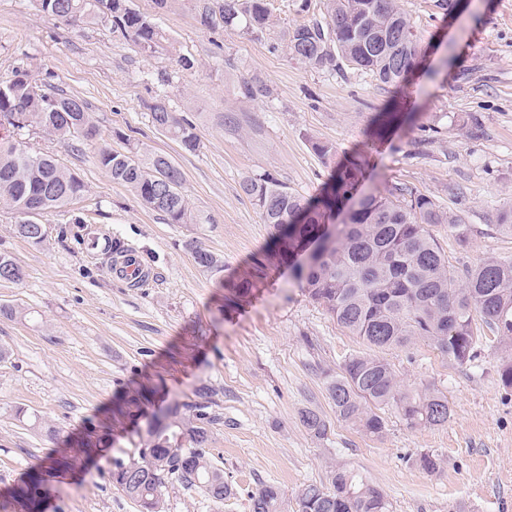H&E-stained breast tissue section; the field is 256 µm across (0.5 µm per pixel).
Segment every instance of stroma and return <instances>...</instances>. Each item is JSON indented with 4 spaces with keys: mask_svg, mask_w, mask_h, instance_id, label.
I'll list each match as a JSON object with an SVG mask.
<instances>
[{
    "mask_svg": "<svg viewBox=\"0 0 512 512\" xmlns=\"http://www.w3.org/2000/svg\"><path fill=\"white\" fill-rule=\"evenodd\" d=\"M165 32L169 47L145 53L89 23L75 28L43 13L37 0H0V82L17 68L86 101L97 134L59 139L31 129L30 152H50L86 183L83 198L44 215L47 237H19L17 215L0 207V251L23 266L22 282L0 280V304L35 320L0 317V512H20L12 494L31 465L72 457L51 475L46 512H137L112 484V458L143 446L149 421L173 402L206 391L218 422L207 453L235 485L218 506L197 488L167 483L165 512H250L248 496L274 483L287 494L328 484L333 466L361 471L382 488L391 512H512V387L496 331L477 324V358L459 367L422 340L383 350L403 388L448 398L437 426L386 415L381 436L336 415L325 371L369 354L292 279L293 260L271 249L273 229L242 193L244 176L269 175L310 199L357 154L369 165L360 192L404 188L425 194L466 228L432 233L459 275L482 259L512 258V235L497 227L512 207V0H401L421 57L398 88L379 85L345 61L315 68L272 50V35L242 26L207 29L199 0H132ZM195 66L185 71L178 56ZM271 95L249 101L242 79ZM159 96L197 128L198 151L150 125L145 100ZM234 114L237 130L220 121ZM140 141L181 169L194 223L169 224L112 181L98 152ZM332 144L323 157L313 142ZM135 248L151 271L140 288L111 276L87 235ZM198 238L224 260L222 275L199 268L184 243ZM254 286L241 297L233 283ZM154 390L135 420L116 417L125 397ZM25 418H18L17 409ZM312 409L330 423L324 439L302 426ZM105 446H97V439ZM436 455L439 470L421 468Z\"/></svg>",
    "mask_w": 512,
    "mask_h": 512,
    "instance_id": "1",
    "label": "stroma"
}]
</instances>
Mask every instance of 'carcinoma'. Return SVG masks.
<instances>
[{"label":"carcinoma","mask_w":512,"mask_h":512,"mask_svg":"<svg viewBox=\"0 0 512 512\" xmlns=\"http://www.w3.org/2000/svg\"><path fill=\"white\" fill-rule=\"evenodd\" d=\"M41 10L57 20L67 17L81 26L97 21L112 33L153 52L166 41L151 19L132 8L130 0H38ZM323 18H311L285 32L271 45L285 48L295 60L333 69L336 58L370 74L384 86L403 82L418 46L413 22L400 0H324ZM254 32L274 27L269 0H219L217 7L203 0L199 23L211 28L216 20ZM38 80L18 68L0 83V205L21 215L15 232L38 245L46 225L27 216L49 214L70 205L88 192L84 181L56 156L33 154L22 139L32 128L48 136L91 138L96 135L88 104L75 97L50 92V78ZM239 96L257 100L270 95L261 80L245 79ZM153 129L196 151V126L178 116L162 101L146 104ZM99 163L112 181L125 185L147 208L162 214L169 224L193 220L184 177L174 161L136 144L125 152L103 147ZM367 161L354 156L338 170L329 189L311 204L288 184L268 175L249 176L242 193L272 226L273 245L291 257L309 240L320 243L316 260L296 267L299 286L351 335L377 348H397L413 339L433 344L448 361L463 366L476 357L475 317L492 325L512 346V259L487 257L459 281L448 257L430 232L433 224H456L432 197L369 193L343 210L364 178ZM343 215L333 237H323L321 225ZM185 249L205 272L218 275L224 260L205 249L196 238ZM24 270L6 252H0V280L20 282ZM326 390L336 415L370 436L385 429V413H397L411 426H436L448 420V398L425 387L416 394L403 390L392 365L383 357L355 355L337 373L324 372ZM207 405H175L147 428V441L128 458L112 457L113 485L136 504L139 512H162L167 481L199 488L222 505L236 495L205 448L211 439ZM304 428L314 437L327 435L329 422L317 411L301 413ZM47 471L30 468L14 498L23 512H43ZM296 512H390V502L377 485L360 473L338 467L330 486L304 485L295 492ZM286 492L278 485L261 487L249 499L250 512H285Z\"/></svg>","instance_id":"carcinoma-1"}]
</instances>
